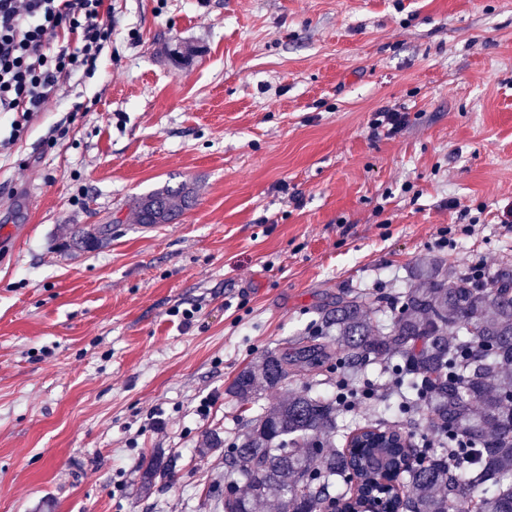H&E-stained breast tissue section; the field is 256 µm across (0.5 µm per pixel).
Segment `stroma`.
I'll return each mask as SVG.
<instances>
[{"instance_id": "stroma-1", "label": "stroma", "mask_w": 512, "mask_h": 512, "mask_svg": "<svg viewBox=\"0 0 512 512\" xmlns=\"http://www.w3.org/2000/svg\"><path fill=\"white\" fill-rule=\"evenodd\" d=\"M109 22L95 74L0 149V512H211L205 438L253 416L240 369L343 292L512 262V0H112ZM181 183L192 207L135 224ZM157 454L174 476L143 490ZM192 196V191L184 183L178 187L167 185L137 199L134 220L136 224L146 226L169 224L189 207ZM111 224H86L75 231V244L85 250L95 249L111 238Z\"/></svg>"}]
</instances>
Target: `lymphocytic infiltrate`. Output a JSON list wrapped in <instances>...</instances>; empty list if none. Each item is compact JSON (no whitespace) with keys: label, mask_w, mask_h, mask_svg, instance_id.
Returning a JSON list of instances; mask_svg holds the SVG:
<instances>
[{"label":"lymphocytic infiltrate","mask_w":512,"mask_h":512,"mask_svg":"<svg viewBox=\"0 0 512 512\" xmlns=\"http://www.w3.org/2000/svg\"><path fill=\"white\" fill-rule=\"evenodd\" d=\"M106 0H0V112L13 134L75 73L94 74L112 37Z\"/></svg>","instance_id":"f902f5d3"}]
</instances>
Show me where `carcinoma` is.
Returning a JSON list of instances; mask_svg holds the SVG:
<instances>
[{
  "label": "carcinoma",
  "instance_id": "1",
  "mask_svg": "<svg viewBox=\"0 0 512 512\" xmlns=\"http://www.w3.org/2000/svg\"><path fill=\"white\" fill-rule=\"evenodd\" d=\"M186 184L143 195L134 220L169 224L189 207ZM108 224H86L75 244L94 249L111 238ZM320 335L330 340L269 352L241 369L228 392L242 404L280 388L293 368L336 374V384L377 371L397 380L386 402L407 418L394 427L367 422L336 435L343 409L336 397L305 387L282 396L249 419L224 449V497L208 496L216 512H257L267 501L281 512H336V505L362 503V479L375 460L398 467L404 456L416 464L395 474L406 493L392 512H512V267L484 282L457 273L437 259L413 272L409 288L396 295L343 293L322 316ZM426 424L441 434V447L416 440ZM343 445L324 451V442ZM174 473L157 459L141 476Z\"/></svg>",
  "mask_w": 512,
  "mask_h": 512
}]
</instances>
